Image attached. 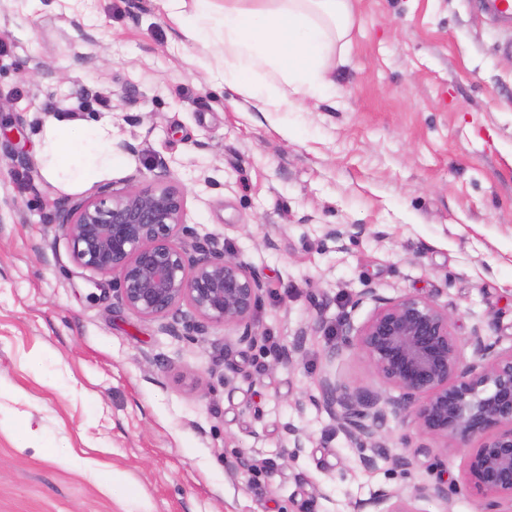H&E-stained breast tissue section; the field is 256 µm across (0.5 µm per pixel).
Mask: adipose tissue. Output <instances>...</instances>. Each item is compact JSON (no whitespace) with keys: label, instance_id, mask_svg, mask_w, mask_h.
<instances>
[{"label":"adipose tissue","instance_id":"1","mask_svg":"<svg viewBox=\"0 0 512 512\" xmlns=\"http://www.w3.org/2000/svg\"><path fill=\"white\" fill-rule=\"evenodd\" d=\"M186 36L200 43L197 64L260 112H297L335 83L332 60L354 24L349 0H157ZM45 148L70 180L88 179L109 156L107 131L76 136L48 129Z\"/></svg>","mask_w":512,"mask_h":512}]
</instances>
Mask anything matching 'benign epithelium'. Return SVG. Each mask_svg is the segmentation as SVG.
I'll return each instance as SVG.
<instances>
[{"label": "benign epithelium", "instance_id": "obj_1", "mask_svg": "<svg viewBox=\"0 0 512 512\" xmlns=\"http://www.w3.org/2000/svg\"><path fill=\"white\" fill-rule=\"evenodd\" d=\"M186 215L181 189L142 174L122 188L75 201L57 215L56 226L73 261L112 277L129 310L165 321L174 336L213 325L257 345L262 337L252 325L264 290L260 275L219 238L189 228ZM367 299L374 312L358 326L344 320L340 348L363 353L382 390L351 393L327 380L321 405L356 447L370 449L363 456L368 467L379 458L403 471L412 465L409 457L387 452L381 430L389 414L446 449H467V495L482 512H512V348L498 350L476 327L466 362L447 307L417 295L385 297L372 287L354 305ZM288 436L292 447L283 452L294 458L305 448L303 433L290 427ZM454 493L442 481L416 483L407 495L380 488L356 501L353 512H421L417 504L432 500L449 507Z\"/></svg>", "mask_w": 512, "mask_h": 512}]
</instances>
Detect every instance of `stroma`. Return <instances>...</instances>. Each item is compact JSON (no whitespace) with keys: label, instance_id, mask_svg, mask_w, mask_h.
<instances>
[{"label":"stroma","instance_id":"stroma-1","mask_svg":"<svg viewBox=\"0 0 512 512\" xmlns=\"http://www.w3.org/2000/svg\"><path fill=\"white\" fill-rule=\"evenodd\" d=\"M350 5L334 85L259 112L195 64L155 0H0V512H353L382 487L460 482L464 449H404L416 431L392 416L389 451L412 467H365L322 382L381 387L365 355L336 348L341 322L372 314L351 305L369 286L512 347V29L478 0ZM57 121L138 151L61 183L37 154ZM149 172L262 276L263 346L216 326L168 335L73 262L57 211ZM290 425L306 435L294 458ZM242 453L253 471L236 470Z\"/></svg>","mask_w":512,"mask_h":512}]
</instances>
